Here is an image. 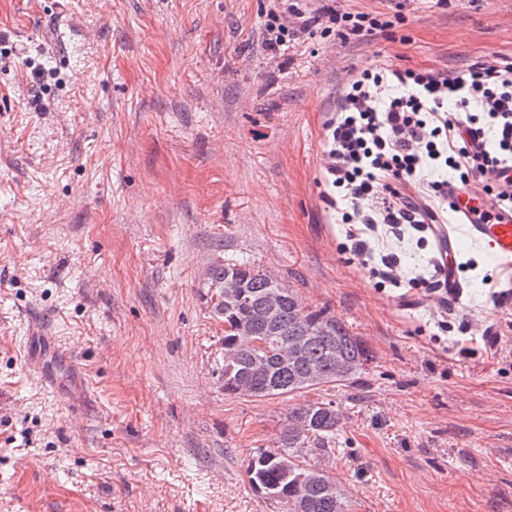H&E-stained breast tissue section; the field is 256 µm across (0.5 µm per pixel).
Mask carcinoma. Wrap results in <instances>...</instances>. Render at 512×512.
<instances>
[{"label":"carcinoma","mask_w":512,"mask_h":512,"mask_svg":"<svg viewBox=\"0 0 512 512\" xmlns=\"http://www.w3.org/2000/svg\"><path fill=\"white\" fill-rule=\"evenodd\" d=\"M215 289V312L224 318V392L235 393L244 380L251 383L255 398L295 395L354 381L370 360L362 341L324 308L305 305L293 290L283 294L277 318L267 317L266 296L278 278L241 259H226L210 269ZM267 337L264 350L252 349L247 337ZM264 365L260 375L255 364ZM341 414L332 402L306 401L288 412V425L276 441V449H258L246 473L252 488L265 498L291 505L301 496L309 512H346L345 494L323 493L334 483L324 470L299 460L296 448H311L318 456L331 455Z\"/></svg>","instance_id":"cac0c4a2"}]
</instances>
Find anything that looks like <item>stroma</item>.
<instances>
[{"label":"stroma","mask_w":512,"mask_h":512,"mask_svg":"<svg viewBox=\"0 0 512 512\" xmlns=\"http://www.w3.org/2000/svg\"><path fill=\"white\" fill-rule=\"evenodd\" d=\"M0 0V512H286L249 484L294 399L224 392L209 271L244 259L370 349L316 463L348 512H512V272L381 234L380 282L323 194L326 124L366 69L512 60V0ZM372 33L300 31L323 5ZM74 39L56 42L57 26ZM52 342L28 359L27 329ZM500 332L496 346L481 333ZM265 22V31L267 34L266 44L270 51L280 52L281 47L288 43L289 30L281 15L276 11H271L267 15Z\"/></svg>","instance_id":"35a3bbf8"}]
</instances>
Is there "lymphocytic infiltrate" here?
Masks as SVG:
<instances>
[{
  "mask_svg": "<svg viewBox=\"0 0 512 512\" xmlns=\"http://www.w3.org/2000/svg\"><path fill=\"white\" fill-rule=\"evenodd\" d=\"M330 130L326 179L347 206L354 253L367 256L379 227L397 235L451 212L447 181L424 182L415 198L402 193L425 170L443 165L465 182L512 165V61L477 63L453 78L363 71Z\"/></svg>",
  "mask_w": 512,
  "mask_h": 512,
  "instance_id": "f902f5d3",
  "label": "lymphocytic infiltrate"
}]
</instances>
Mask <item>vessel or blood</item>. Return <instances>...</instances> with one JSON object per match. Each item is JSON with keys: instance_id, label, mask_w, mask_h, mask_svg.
Wrapping results in <instances>:
<instances>
[{"instance_id": "1", "label": "vessel or blood", "mask_w": 512, "mask_h": 512, "mask_svg": "<svg viewBox=\"0 0 512 512\" xmlns=\"http://www.w3.org/2000/svg\"><path fill=\"white\" fill-rule=\"evenodd\" d=\"M488 183L512 185V167L495 168L466 185L449 181L452 221L429 227L436 251L438 284L452 298L462 296L464 290L455 261L462 240L471 241L502 265L512 267V207L488 204L483 193Z\"/></svg>"}]
</instances>
